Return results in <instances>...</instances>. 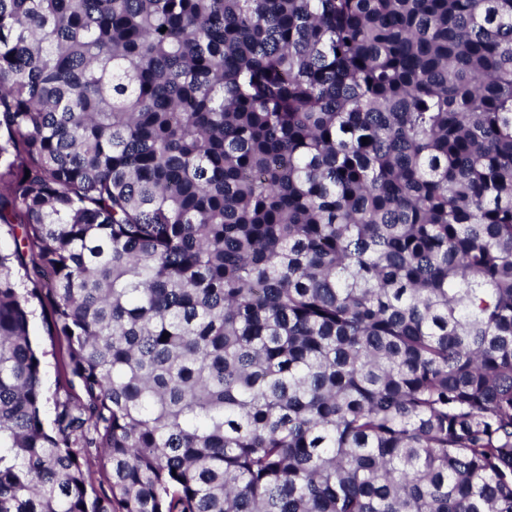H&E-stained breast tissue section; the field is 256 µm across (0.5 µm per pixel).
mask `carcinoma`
I'll return each instance as SVG.
<instances>
[{
	"instance_id": "obj_1",
	"label": "carcinoma",
	"mask_w": 512,
	"mask_h": 512,
	"mask_svg": "<svg viewBox=\"0 0 512 512\" xmlns=\"http://www.w3.org/2000/svg\"><path fill=\"white\" fill-rule=\"evenodd\" d=\"M0 224V512H512V0H0ZM40 308L37 307L35 317L32 322V339L39 346L41 351L45 352L43 358V384L47 392L48 401L44 406V414L47 420H51L54 415V392L59 377V355L55 349L52 338L40 314Z\"/></svg>"
}]
</instances>
